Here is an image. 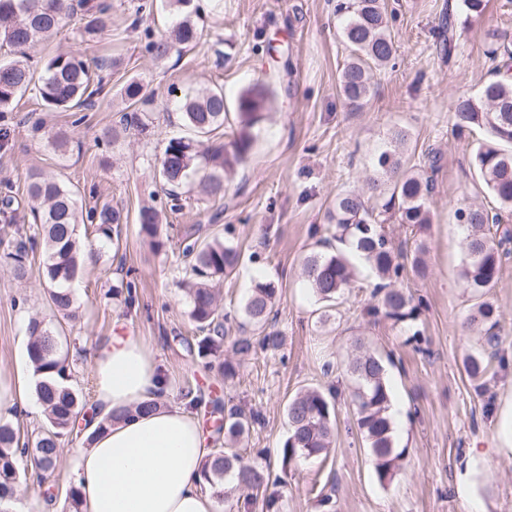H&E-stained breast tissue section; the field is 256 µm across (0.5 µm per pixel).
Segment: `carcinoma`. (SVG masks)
<instances>
[{
  "instance_id": "obj_1",
  "label": "carcinoma",
  "mask_w": 512,
  "mask_h": 512,
  "mask_svg": "<svg viewBox=\"0 0 512 512\" xmlns=\"http://www.w3.org/2000/svg\"><path fill=\"white\" fill-rule=\"evenodd\" d=\"M110 9L108 0H0V41L21 55L19 59L0 62V112L12 110L16 96L31 86L51 112L89 107L94 76L82 58L70 53L51 57L41 83L34 86L33 71L24 57L26 49L56 34L76 17L85 21L87 36L96 35L102 28V17ZM336 14L344 19L342 37L353 52V58L339 73V91L348 106L360 109L373 92L371 66L388 63L394 54L387 13L383 0H336ZM200 37L197 25L187 14L169 34L152 41L149 51L163 59L181 53ZM456 37L455 20L450 14L448 27L438 34L444 51L452 52ZM123 95L133 112L123 114L120 124L126 129L144 126L137 109L148 104L142 83L135 79L127 82ZM271 96L272 91L264 85L241 93L237 101L240 122L231 131L230 142L212 141L203 148L200 138L224 128V91L185 95L180 112L188 135L171 138L158 159L159 174L169 194H176L194 176L208 195H224V174L241 165L251 152L256 140L253 129L263 120ZM454 112L458 131L479 128L485 132V138L472 152V163L485 190L499 205L495 211L472 205L455 211L458 224L465 231L462 287L474 300L464 328L485 331V344L496 348L500 337L492 330L498 325V312L487 295L499 279L503 262L512 255L508 248L512 233L499 230L502 212L512 210V79H493L476 96L458 95ZM439 161L438 155H430L424 167L418 169L408 165L396 150L385 149L372 158L368 195L347 189L336 194L329 211L327 236L320 240V250L306 256L302 265L304 281L320 300L339 304L361 263L377 278L373 297L378 304L369 307L367 314L395 324L417 326L422 301H414L412 294L396 284L408 265L417 275H426L423 248L419 245L412 255L404 254L388 237L385 224L394 220L413 231H421L429 224L428 203ZM28 195L36 204L32 213L38 223L29 235L1 236L0 258L15 279L23 280L28 275L29 254L41 247L40 269L48 303L60 319L72 321L76 318L72 288L83 264L78 226L90 223L100 237L110 241L113 225L121 223V215L106 204L83 210L73 190L39 173L29 175ZM138 224L151 247L164 246L162 224L155 209L141 208ZM178 258L186 277L190 316L201 332L187 346L199 358L218 362L219 369L231 376L235 372L233 365L222 361L226 316L212 282L235 272L241 250L217 237L201 241L189 233ZM275 295L276 288L270 282H257L252 287L244 314L258 335L235 339V353L248 355L258 347L265 351L281 347L282 337L270 319ZM26 330L30 337L27 357L37 376L35 396L44 409V421L26 433L7 420L0 421V505L14 497L26 475V461H32L44 474L55 468L62 439L76 430L85 407L82 391L73 384L76 360L62 349V342L67 339L63 325L36 315L28 317ZM393 365L392 355L382 356L363 347L347 364L355 381L352 402L358 427L382 483L393 477L406 452L395 446L388 414L391 395L387 374ZM465 371L472 379L483 377L487 371L483 353L467 356ZM336 398V391L331 388L325 392L306 389L288 401L290 434L282 447V463L328 452ZM258 421V416L232 406L224 414L220 428L225 435L237 438ZM201 475L212 487L228 479L237 487L257 492L267 491L271 479L270 470L247 463L238 453L222 448L211 449Z\"/></svg>"
}]
</instances>
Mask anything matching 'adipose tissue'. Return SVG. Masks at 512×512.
<instances>
[{"mask_svg": "<svg viewBox=\"0 0 512 512\" xmlns=\"http://www.w3.org/2000/svg\"><path fill=\"white\" fill-rule=\"evenodd\" d=\"M97 436L77 452L81 512H213L215 488H203L202 465L211 440L200 422L179 406L163 405L167 392L139 336L112 335L92 357ZM160 406L137 412L140 403ZM130 409L124 420L98 431L99 418Z\"/></svg>", "mask_w": 512, "mask_h": 512, "instance_id": "adipose-tissue-1", "label": "adipose tissue"}]
</instances>
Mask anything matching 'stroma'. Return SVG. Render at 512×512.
I'll return each instance as SVG.
<instances>
[{
	"label": "stroma",
	"mask_w": 512,
	"mask_h": 512,
	"mask_svg": "<svg viewBox=\"0 0 512 512\" xmlns=\"http://www.w3.org/2000/svg\"><path fill=\"white\" fill-rule=\"evenodd\" d=\"M143 2L111 0L95 37L84 36L76 21L31 50L38 73L60 49L92 67L109 60L105 89L94 96L82 122L69 112L44 111L30 90L17 96L13 111L0 114V128L10 131L0 146V196L19 201L17 224L33 222L26 204L33 172L56 175L83 206L107 204L122 216L118 243L97 240L96 263L85 266L74 285L80 318L67 329L71 339L91 352L124 326L154 354L169 403L183 405V389L191 382L226 405L257 414L260 422L240 449L245 460L271 466L279 512H465L456 493V468L471 448L482 453L473 479L476 512H512V453L502 451L499 439V415L512 405V259L490 294L505 361L492 363L481 393L463 366L481 338L463 327L473 301L461 286L463 235L455 210L471 200L490 207L494 200L470 164L476 137L457 136L453 112L457 93L477 94L491 78L490 50L512 42V0H488L450 55L436 45L448 0H384L396 53L377 72L369 102L356 112L348 110L338 89L350 49L341 36L336 0H194L201 7L194 17L200 40L161 60L148 44L167 33L171 18L158 8L137 16ZM134 78L152 99L143 116L147 128L123 133L121 90ZM256 83L270 86L275 96L246 163L225 179L223 199L208 197L194 183L179 198L170 197L156 182L154 165L168 139L185 132L173 105L176 94L223 89L225 110L232 113L238 94ZM55 128L69 130L80 151L56 148ZM397 129L408 133L413 162L432 150L442 155L429 202L431 222L422 234L429 272L421 279L408 270L402 279L425 303L417 329L430 349L426 355L410 343L413 329L366 316L375 302L370 270H361L333 307L318 302L301 276L304 258L326 234L336 193L363 187L372 155L390 145ZM145 205L162 213L170 236L162 251L139 232L136 216ZM190 231L203 239L219 237L245 255L222 284L224 309L233 315L228 338L242 333L243 306L255 282L277 290L273 323L284 338L282 347L233 357L236 374L230 379L205 368L185 344L195 324L179 285L175 250ZM37 311L54 317L37 267L21 281L0 271V378L30 384L25 324ZM358 338L399 361L388 382L392 399L403 408L395 444L406 454L385 485L376 478L351 399L354 381L346 362ZM308 387L339 390L334 441L328 454L285 468L286 405ZM62 446L55 471L44 483L21 487L7 504L9 512H41L47 489L65 500L82 443L66 438Z\"/></svg>",
	"instance_id": "35a3bbf8"
}]
</instances>
